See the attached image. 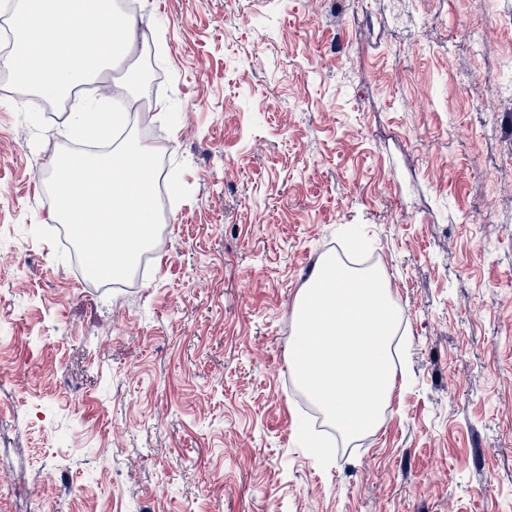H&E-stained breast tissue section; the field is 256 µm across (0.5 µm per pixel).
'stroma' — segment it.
Wrapping results in <instances>:
<instances>
[{"label": "stroma", "mask_w": 512, "mask_h": 512, "mask_svg": "<svg viewBox=\"0 0 512 512\" xmlns=\"http://www.w3.org/2000/svg\"><path fill=\"white\" fill-rule=\"evenodd\" d=\"M138 3L73 91L163 39L137 287L61 239L70 104L0 84V512H512V0ZM330 255L385 272L399 370L378 431L318 458L290 344Z\"/></svg>", "instance_id": "obj_1"}]
</instances>
